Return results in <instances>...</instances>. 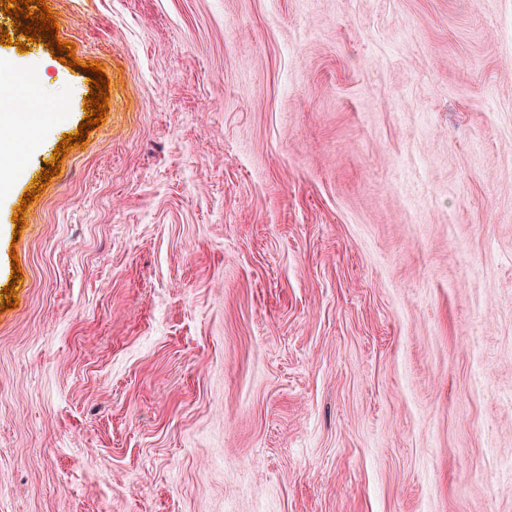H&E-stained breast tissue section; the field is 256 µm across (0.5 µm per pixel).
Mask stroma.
I'll return each instance as SVG.
<instances>
[{"mask_svg": "<svg viewBox=\"0 0 512 512\" xmlns=\"http://www.w3.org/2000/svg\"><path fill=\"white\" fill-rule=\"evenodd\" d=\"M49 8L0 512H512V0Z\"/></svg>", "mask_w": 512, "mask_h": 512, "instance_id": "1", "label": "stroma"}]
</instances>
